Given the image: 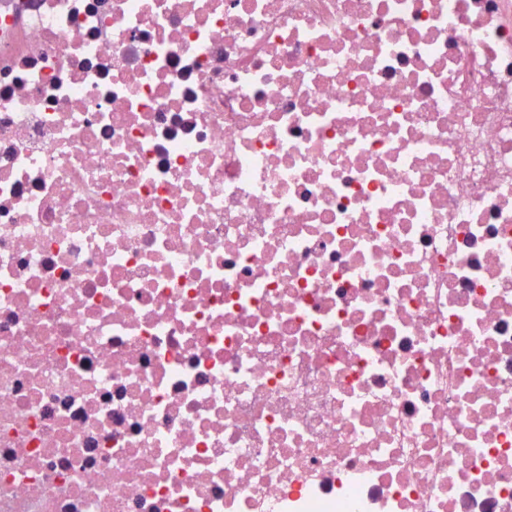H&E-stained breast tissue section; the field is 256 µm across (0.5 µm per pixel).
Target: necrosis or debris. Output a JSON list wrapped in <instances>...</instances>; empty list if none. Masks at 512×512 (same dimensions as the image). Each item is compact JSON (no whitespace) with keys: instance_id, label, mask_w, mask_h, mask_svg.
Here are the masks:
<instances>
[{"instance_id":"1","label":"necrosis or debris","mask_w":512,"mask_h":512,"mask_svg":"<svg viewBox=\"0 0 512 512\" xmlns=\"http://www.w3.org/2000/svg\"><path fill=\"white\" fill-rule=\"evenodd\" d=\"M0 512H512V0H0Z\"/></svg>"}]
</instances>
